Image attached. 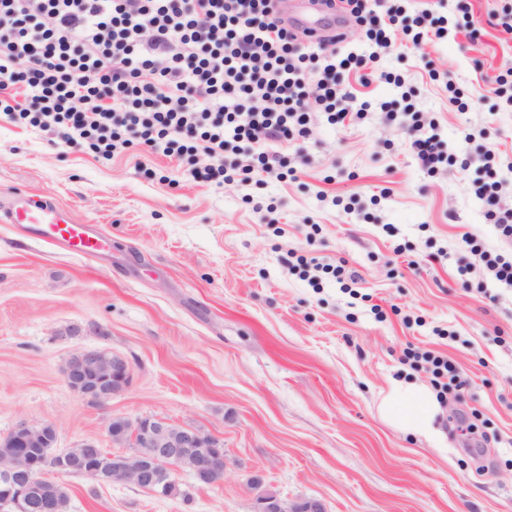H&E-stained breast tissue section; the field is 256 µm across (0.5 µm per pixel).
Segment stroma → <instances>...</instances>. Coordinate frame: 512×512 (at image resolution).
<instances>
[{"label":"stroma","mask_w":512,"mask_h":512,"mask_svg":"<svg viewBox=\"0 0 512 512\" xmlns=\"http://www.w3.org/2000/svg\"><path fill=\"white\" fill-rule=\"evenodd\" d=\"M404 6L444 18L443 38L416 48L396 33L375 80L355 89L362 118L315 114L309 138L282 148L297 169L284 181L210 186L160 153L107 161L0 121V191L52 201L111 241L88 260L0 223V436L49 422L58 449H108L113 416L148 415L217 436L229 461L211 485L178 471L184 500L63 475L68 512H254L253 476L326 512H512V288L459 248L467 233L506 247L474 181L494 150L498 205L512 209V105L490 92L512 69L499 25L512 0ZM449 82L466 110L449 104ZM414 112L436 122L456 164L420 167ZM300 254L345 263L358 280L324 274L312 287ZM408 347L448 355L469 379L440 402L431 440L378 408L390 383L431 381L400 363ZM89 348L131 367L129 386L101 405L63 378ZM474 411L492 442L459 429Z\"/></svg>","instance_id":"stroma-1"}]
</instances>
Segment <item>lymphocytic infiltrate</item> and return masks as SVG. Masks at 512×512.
I'll use <instances>...</instances> for the list:
<instances>
[{
  "label": "lymphocytic infiltrate",
  "instance_id": "f902f5d3",
  "mask_svg": "<svg viewBox=\"0 0 512 512\" xmlns=\"http://www.w3.org/2000/svg\"><path fill=\"white\" fill-rule=\"evenodd\" d=\"M274 0H0V119L52 131L60 144L110 160L160 153L188 160L193 179L287 178L279 144L306 138L313 113L357 119L350 73L365 57L336 56V37L303 40ZM344 0L346 16L377 48L395 29L421 44L442 37L431 11ZM410 147L422 169L450 164L435 123L413 121ZM475 193L512 243V209H497L496 155L484 154ZM402 364L426 367L439 397L467 381L446 355L405 349Z\"/></svg>",
  "mask_w": 512,
  "mask_h": 512
}]
</instances>
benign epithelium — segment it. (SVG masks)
Masks as SVG:
<instances>
[{"instance_id": "obj_1", "label": "benign epithelium", "mask_w": 512, "mask_h": 512, "mask_svg": "<svg viewBox=\"0 0 512 512\" xmlns=\"http://www.w3.org/2000/svg\"><path fill=\"white\" fill-rule=\"evenodd\" d=\"M131 377L128 363L105 350L83 349L68 359L64 368L67 384L93 404H103L125 389ZM130 437L112 439L123 448L114 454L94 440L83 441L76 450L47 453L56 445L55 427L42 422H18L7 435L20 450L0 455V509L3 512H30L39 502L54 512L57 502L43 489L50 483L48 472L85 475L100 485L131 483L166 496L174 484L173 473L187 469L204 475L209 484L224 478L228 460L223 442L212 435L168 420L143 416L125 418ZM257 512H325L315 500L300 505L278 497L257 500Z\"/></svg>"}]
</instances>
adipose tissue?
<instances>
[{"label": "adipose tissue", "mask_w": 512, "mask_h": 512, "mask_svg": "<svg viewBox=\"0 0 512 512\" xmlns=\"http://www.w3.org/2000/svg\"><path fill=\"white\" fill-rule=\"evenodd\" d=\"M381 407L388 417L413 434L428 436L434 431L439 406L435 395L425 385L392 383L382 396Z\"/></svg>", "instance_id": "1"}]
</instances>
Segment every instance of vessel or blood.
Here are the masks:
<instances>
[{
	"mask_svg": "<svg viewBox=\"0 0 512 512\" xmlns=\"http://www.w3.org/2000/svg\"><path fill=\"white\" fill-rule=\"evenodd\" d=\"M0 217L12 224L40 226L43 239L60 244L76 256L93 259L108 246V240L87 225L78 224L60 208L42 199L20 196L0 205Z\"/></svg>",
	"mask_w": 512,
	"mask_h": 512,
	"instance_id": "obj_1",
	"label": "vessel or blood"
}]
</instances>
